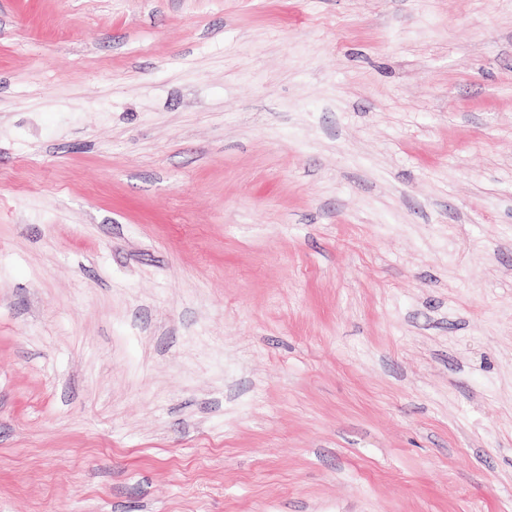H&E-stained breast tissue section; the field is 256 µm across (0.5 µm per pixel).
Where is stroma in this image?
I'll list each match as a JSON object with an SVG mask.
<instances>
[{"mask_svg":"<svg viewBox=\"0 0 512 512\" xmlns=\"http://www.w3.org/2000/svg\"><path fill=\"white\" fill-rule=\"evenodd\" d=\"M0 512H512V0H0Z\"/></svg>","mask_w":512,"mask_h":512,"instance_id":"stroma-1","label":"stroma"}]
</instances>
